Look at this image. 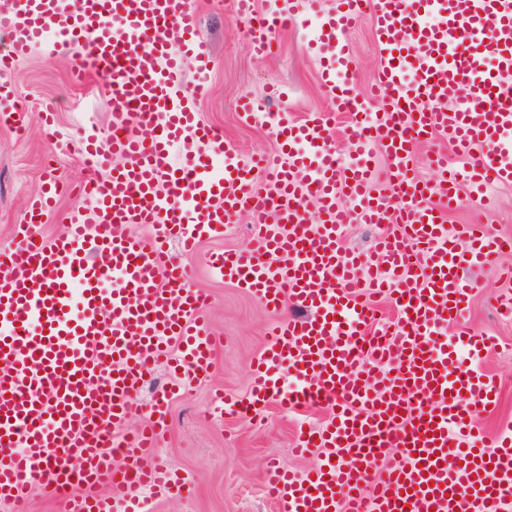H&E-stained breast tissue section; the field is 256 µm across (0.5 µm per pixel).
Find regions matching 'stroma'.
<instances>
[{"mask_svg": "<svg viewBox=\"0 0 512 512\" xmlns=\"http://www.w3.org/2000/svg\"><path fill=\"white\" fill-rule=\"evenodd\" d=\"M192 4L214 57L210 90L193 106L205 123L222 132L225 147L244 159L274 152L279 147L275 124L280 114L301 119L330 109L331 100L309 50L313 22L274 33L272 52L259 59L249 49L245 26L232 17L228 0H192ZM347 43L357 86L368 89L380 65L370 18H362ZM73 59L69 48L37 47L4 77L25 114L26 131L21 134L0 125V247L13 243L29 198L43 187L47 163H54L68 182H80L84 177L77 156L80 139L90 132L102 138L110 132L107 91L96 83L72 87ZM246 97L266 104L268 114L258 123H244L238 115L239 102ZM51 101L59 111L56 127L49 132L42 128L40 114ZM489 193L485 200L463 193L448 222L477 224L488 233L512 239V185L491 187ZM250 223V216L241 214L223 236L204 239L192 255L184 254L178 244L170 246L175 261L188 269L190 285L211 294L206 319L210 331L223 336L224 346L211 373L173 398L169 427L158 448L160 460L193 476L192 490L182 498L152 503L151 512H284L283 504L265 495V469L280 464L303 473L319 457L315 450L295 455L294 437L299 422L325 421V407L290 410L273 403L253 420L218 410L221 397L245 396L251 364L266 344V310L207 264L212 253L251 248ZM501 265L512 266V253L472 272L477 287L461 322L468 332L496 342L495 352L482 362L486 377L495 385L494 400L480 418L490 441L512 434V317L500 314L489 302L493 295L512 292V281L497 273Z\"/></svg>", "mask_w": 512, "mask_h": 512, "instance_id": "obj_1", "label": "stroma"}]
</instances>
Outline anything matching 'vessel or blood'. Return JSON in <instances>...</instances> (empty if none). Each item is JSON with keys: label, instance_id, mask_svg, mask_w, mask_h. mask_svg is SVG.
Listing matches in <instances>:
<instances>
[{"label": "vessel or blood", "instance_id": "b4317fda", "mask_svg": "<svg viewBox=\"0 0 512 512\" xmlns=\"http://www.w3.org/2000/svg\"><path fill=\"white\" fill-rule=\"evenodd\" d=\"M305 9L284 0L258 26L254 0H232L258 56ZM365 13L381 56L367 95L346 43ZM317 20L321 81L335 112L351 116L346 162L331 149L335 112L279 119L275 153L243 161L224 149L182 96L188 73L193 95L207 93L213 63L191 0L0 9V73L51 36L79 56L72 84L95 74L112 93L110 135L88 134L78 149L84 180L47 174L16 242L0 249V512H26L37 486L65 493L66 512H147L149 499L189 492V476L157 448L173 389L207 375L222 340L205 322L208 295L189 286L169 246L192 251L242 212L256 250L209 263L271 322L247 397L224 411L331 406L295 444L319 449L317 463L301 474L271 467L267 495L285 512H512V437L486 443L478 423L493 386L476 360L490 345L446 336L469 305V271L506 247L475 226L448 227L446 212L462 183L475 193L489 179L512 184V0H330ZM13 98L0 84V122L19 129ZM436 133L465 165L438 156L444 173L432 183L416 175L412 147ZM378 152L390 162L387 193L372 186ZM72 190L87 206L46 239L47 214ZM353 221L377 226L379 263L342 250ZM379 295L396 307L385 322L371 302ZM168 359L172 390L142 406L137 392Z\"/></svg>", "mask_w": 512, "mask_h": 512}]
</instances>
